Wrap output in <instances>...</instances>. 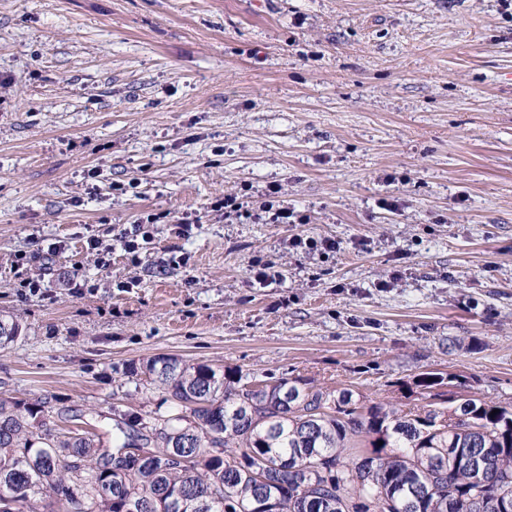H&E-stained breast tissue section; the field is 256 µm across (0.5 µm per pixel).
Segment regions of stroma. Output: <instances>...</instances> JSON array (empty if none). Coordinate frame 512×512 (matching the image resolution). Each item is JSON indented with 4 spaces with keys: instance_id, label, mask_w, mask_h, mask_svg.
Returning <instances> with one entry per match:
<instances>
[{
    "instance_id": "1",
    "label": "stroma",
    "mask_w": 512,
    "mask_h": 512,
    "mask_svg": "<svg viewBox=\"0 0 512 512\" xmlns=\"http://www.w3.org/2000/svg\"><path fill=\"white\" fill-rule=\"evenodd\" d=\"M0 313V395L57 436L179 415L132 373L163 355L512 403V0H0Z\"/></svg>"
}]
</instances>
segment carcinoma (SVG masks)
<instances>
[{
	"label": "carcinoma",
	"mask_w": 512,
	"mask_h": 512,
	"mask_svg": "<svg viewBox=\"0 0 512 512\" xmlns=\"http://www.w3.org/2000/svg\"><path fill=\"white\" fill-rule=\"evenodd\" d=\"M21 334L0 316L1 348ZM144 373L190 417L127 414L103 437L60 411L73 427L51 441L37 432L49 401L0 397V512H40L37 488L63 512H512L511 404L466 398L405 413L349 389L243 383L172 356ZM133 448L151 452L132 464Z\"/></svg>",
	"instance_id": "1"
}]
</instances>
